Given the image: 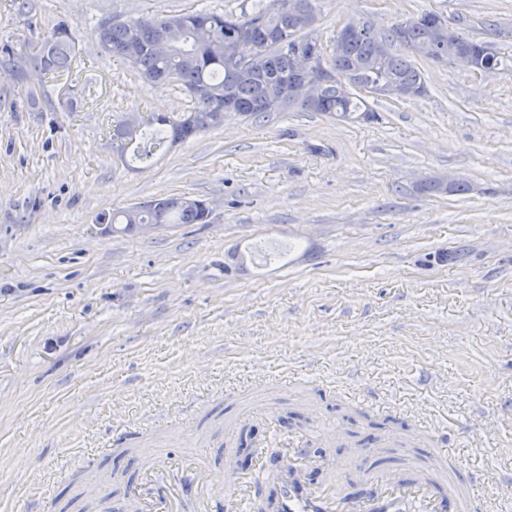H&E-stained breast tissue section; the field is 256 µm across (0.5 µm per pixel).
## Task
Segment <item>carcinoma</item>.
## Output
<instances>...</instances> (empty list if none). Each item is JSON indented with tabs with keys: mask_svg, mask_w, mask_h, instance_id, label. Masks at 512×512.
I'll list each match as a JSON object with an SVG mask.
<instances>
[{
	"mask_svg": "<svg viewBox=\"0 0 512 512\" xmlns=\"http://www.w3.org/2000/svg\"><path fill=\"white\" fill-rule=\"evenodd\" d=\"M282 2L268 0L254 12L239 16L199 11L102 23L96 36L106 50L129 63L147 82L181 83L194 102L190 111L175 117L159 114L138 125L132 126L126 120L115 125L112 140L121 160H126L130 150L131 159L143 162L167 142H185L224 125L231 112L263 115L261 104L276 97L280 101L272 108L274 112L297 106L310 112H331L342 119L358 112L368 118L374 111L360 92L369 91L370 83L392 80L404 88L425 87L422 74L408 57L394 50L379 56L380 44L394 38V31L380 33L371 27L366 35L333 51V77L320 88L316 105L305 104L288 92L295 84L289 50L294 44L308 43L310 35L281 10ZM440 19L442 16L433 11L409 18L399 48L410 51L430 41L435 22ZM204 25L209 35L201 40L197 30ZM244 27L253 47V55L247 61L238 55ZM74 46L68 26L59 25L30 47L26 55L5 51L8 59L3 66L14 76L33 64L60 77L69 72ZM481 47V43L462 37L442 46L439 53L448 59V65L454 66L464 52L481 56ZM350 77L355 91L343 94L339 83ZM208 216L205 201L170 196L114 212L108 223L114 231L127 232L132 224H205Z\"/></svg>",
	"mask_w": 512,
	"mask_h": 512,
	"instance_id": "1",
	"label": "carcinoma"
}]
</instances>
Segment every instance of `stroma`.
Returning a JSON list of instances; mask_svg holds the SVG:
<instances>
[{
  "instance_id": "obj_1",
  "label": "stroma",
  "mask_w": 512,
  "mask_h": 512,
  "mask_svg": "<svg viewBox=\"0 0 512 512\" xmlns=\"http://www.w3.org/2000/svg\"><path fill=\"white\" fill-rule=\"evenodd\" d=\"M259 0H0V49L67 23L76 59L53 78L0 70V512H108L190 448L214 472H256L278 431L346 462L428 457L512 475V72L415 57L426 93L367 95L372 120L290 108L233 116L125 166L114 126L193 102L99 45L106 21ZM423 11L512 56V0H316L312 35L383 32ZM454 176L460 194L424 181ZM180 195L205 224L102 233L101 217ZM294 378L283 388V376ZM135 435L121 453L114 429Z\"/></svg>"
}]
</instances>
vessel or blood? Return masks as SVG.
I'll return each mask as SVG.
<instances>
[{
    "mask_svg": "<svg viewBox=\"0 0 512 512\" xmlns=\"http://www.w3.org/2000/svg\"><path fill=\"white\" fill-rule=\"evenodd\" d=\"M286 449L277 466L259 457V468L269 471L270 485L262 487L253 476L236 475L234 480L217 484L215 477L202 473L190 463L187 477L176 487L164 490L157 499L141 498L131 491L137 512H179L182 501L194 500L199 512H251L254 501L272 493V512H493L492 499L478 493L485 483L483 472L476 471L462 483L449 481L453 468V449L435 451V464L399 473L377 471L362 464L351 470L356 492L344 494L335 484L314 483L312 471L330 468V461L318 457L294 438H286Z\"/></svg>",
    "mask_w": 512,
    "mask_h": 512,
    "instance_id": "b4317fda",
    "label": "vessel or blood"
}]
</instances>
